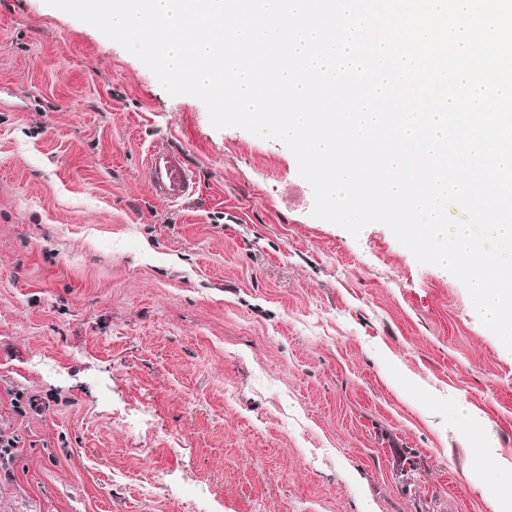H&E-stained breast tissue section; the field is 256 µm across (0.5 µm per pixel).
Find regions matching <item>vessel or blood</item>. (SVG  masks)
I'll list each match as a JSON object with an SVG mask.
<instances>
[{
    "label": "vessel or blood",
    "mask_w": 512,
    "mask_h": 512,
    "mask_svg": "<svg viewBox=\"0 0 512 512\" xmlns=\"http://www.w3.org/2000/svg\"><path fill=\"white\" fill-rule=\"evenodd\" d=\"M145 174L160 201L176 203L190 198L196 191V181L182 153L164 143H154L148 150Z\"/></svg>",
    "instance_id": "obj_1"
}]
</instances>
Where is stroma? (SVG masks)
<instances>
[{
	"label": "stroma",
	"instance_id": "1",
	"mask_svg": "<svg viewBox=\"0 0 512 512\" xmlns=\"http://www.w3.org/2000/svg\"><path fill=\"white\" fill-rule=\"evenodd\" d=\"M156 141L188 200L154 196ZM313 203L283 143L0 0V512H493L512 352L448 271ZM145 174L152 192L162 202L187 200L196 191V181L183 154L163 142L154 143L145 157Z\"/></svg>",
	"mask_w": 512,
	"mask_h": 512
}]
</instances>
